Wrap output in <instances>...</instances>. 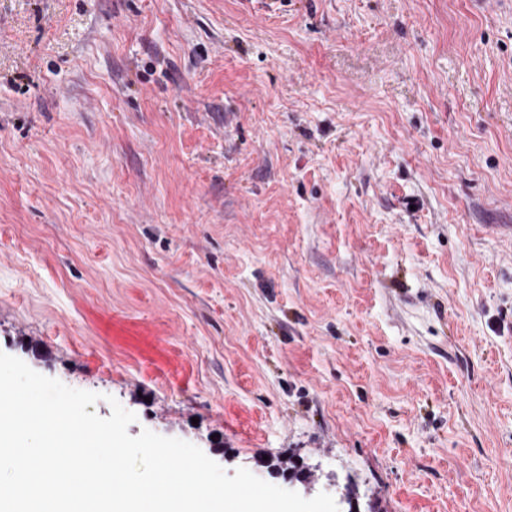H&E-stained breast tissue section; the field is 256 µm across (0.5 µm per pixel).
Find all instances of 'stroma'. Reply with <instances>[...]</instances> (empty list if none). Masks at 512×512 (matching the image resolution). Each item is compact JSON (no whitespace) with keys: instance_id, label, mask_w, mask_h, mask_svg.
I'll use <instances>...</instances> for the list:
<instances>
[{"instance_id":"stroma-1","label":"stroma","mask_w":512,"mask_h":512,"mask_svg":"<svg viewBox=\"0 0 512 512\" xmlns=\"http://www.w3.org/2000/svg\"><path fill=\"white\" fill-rule=\"evenodd\" d=\"M0 352L342 512H512V0H0Z\"/></svg>"}]
</instances>
